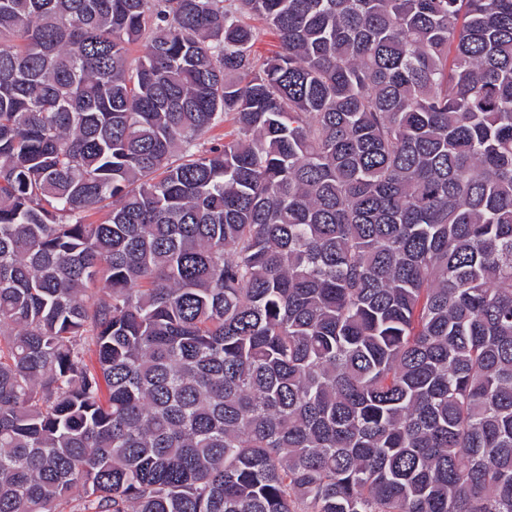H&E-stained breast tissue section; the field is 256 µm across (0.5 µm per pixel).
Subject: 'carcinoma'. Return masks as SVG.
Instances as JSON below:
<instances>
[{
    "mask_svg": "<svg viewBox=\"0 0 512 512\" xmlns=\"http://www.w3.org/2000/svg\"><path fill=\"white\" fill-rule=\"evenodd\" d=\"M0 512H512V0H0Z\"/></svg>",
    "mask_w": 512,
    "mask_h": 512,
    "instance_id": "cac0c4a2",
    "label": "carcinoma"
}]
</instances>
